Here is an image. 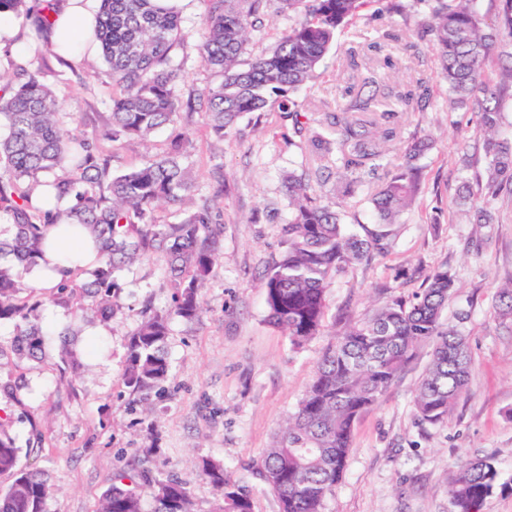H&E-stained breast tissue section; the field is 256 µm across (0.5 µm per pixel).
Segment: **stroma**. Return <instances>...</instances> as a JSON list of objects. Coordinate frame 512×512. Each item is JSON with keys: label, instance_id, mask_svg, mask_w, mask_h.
I'll return each instance as SVG.
<instances>
[{"label": "stroma", "instance_id": "obj_1", "mask_svg": "<svg viewBox=\"0 0 512 512\" xmlns=\"http://www.w3.org/2000/svg\"><path fill=\"white\" fill-rule=\"evenodd\" d=\"M392 0H372L337 34L309 81L295 98L304 104L309 126L327 130L326 113L337 111L366 78L377 80L389 111L398 115L397 132L429 136L431 148L419 159L420 191L391 225L392 247L370 264L352 265L327 291V314L359 319L383 305L387 287L410 296L422 281L415 267L447 264L453 294L444 316L464 333L470 351V378L464 394L436 424L420 423L414 398L431 360L420 346L379 403L363 413L352 436L343 479L326 512H452L448 489L458 465L492 458L500 488L482 512H512V318L497 317L492 305L498 288L512 279V198L493 203L495 224L469 223L457 204L464 181L484 167L480 115L448 103V87L428 53H417L414 27L422 12L400 14ZM182 44L173 60H184L182 96L218 83L194 51L201 38L204 0H179ZM45 80L69 99L82 122L80 131L102 132L109 124L112 87L100 56L80 64L50 61ZM427 88L428 103L410 111L402 94ZM188 133L195 147L196 193L210 195L223 185L224 233L220 256L203 290L207 312L201 322L171 323L167 346L171 378L152 391L157 420L141 411V396L124 386L129 332L145 305L169 308L173 288L161 259L135 263L121 273L124 288L114 321L92 314L81 320L79 370L63 368L61 338L51 326L50 289L35 287L45 333L37 359L0 361V418L22 449L21 462L48 475L53 492L47 512H95L114 472L149 458L153 470L178 476L191 489L197 512H212L217 495L192 467L195 458L223 462L228 478L246 487L254 512H278L279 504L256 473L280 425L292 414L331 334L293 348L268 321L264 276L284 248L289 206L288 174L310 169L324 179L327 200L337 201L348 230L374 226L372 196L401 157L390 144L377 171L348 197L336 195V159L305 153L294 145L292 123L273 115L238 122L235 138L217 141L200 116L155 131L165 144L172 131Z\"/></svg>", "mask_w": 512, "mask_h": 512}]
</instances>
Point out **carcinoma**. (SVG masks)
Instances as JSON below:
<instances>
[{"label": "carcinoma", "mask_w": 512, "mask_h": 512, "mask_svg": "<svg viewBox=\"0 0 512 512\" xmlns=\"http://www.w3.org/2000/svg\"><path fill=\"white\" fill-rule=\"evenodd\" d=\"M203 33L196 46L203 64L221 77L194 99L181 101V66L171 51L180 40V15L171 0H101L94 32L112 84L111 120L104 138L144 140L153 131L175 125L181 115L200 112L215 138L231 139L247 114L266 118L278 110L291 117L294 134L311 153L336 152L337 183L351 193L363 176L375 171L385 154L381 143L395 140L393 127L379 129L374 112L379 99L357 93L338 113L327 115L336 138L315 132L306 136L304 114L293 108L290 94L306 84L336 33L368 0H205ZM428 8L417 37L436 57L448 84V102L474 107L481 117L487 165L483 204H470L473 222L495 223L489 201L512 196V135L504 136L502 105L512 100V69L497 78L485 74L486 60L509 38L512 46V0H495L496 16L486 21L477 0H412ZM22 16L44 32L42 16L27 0H0V12ZM298 15L277 44L245 63L252 34L262 30L272 13ZM0 221L10 225L0 237V324H14L9 349L0 344V360L11 353L35 358L44 344L38 309L42 301L28 291L15 267L33 266L46 244L47 228L65 221L90 231L98 246L95 267L81 257L69 266L49 301L71 308L79 298L104 323L118 312L113 298L121 293L120 272L143 257L162 259L174 288L173 306L154 312L128 337L124 385L148 395L170 377L167 344L171 319L199 321L206 313L201 298L219 258L223 234L224 183L210 196L191 198L192 140L178 133L162 150L137 165L112 174L111 158L102 154L99 135L74 134L66 101L46 83L42 69L19 64L0 73ZM429 149L425 137L404 142L401 166L388 174L373 196L375 227L364 235L350 233L334 203L323 200L306 177H288L290 219L279 260L266 274L268 321L295 348L320 334L326 323V292L336 276L353 264L370 262L391 248L384 226L415 199L418 159ZM50 190L37 193L39 185ZM67 199L68 208L51 209L52 200ZM180 213L177 224H160V208ZM87 279L77 283L78 274ZM453 288L448 264L424 275L423 288L410 297L391 295L379 309L337 334L323 355L296 411L279 431L276 443L257 463L258 474L278 499L279 512H325L344 474L352 432L359 416L376 405L422 344L432 346V359L414 401L422 423L435 424L463 394L470 375V355L462 332L443 318ZM494 311L512 316V286L501 290ZM21 448L0 431V476L10 478L0 489V512H47L50 486L45 474L20 465ZM200 475L220 496L215 512H254L248 490L231 481L224 465L211 459L198 464ZM490 458L466 462L451 482L452 512H480L498 484ZM152 494V512H194L187 484L153 474L148 467L117 471L97 512H144L140 486Z\"/></svg>", "instance_id": "carcinoma-1"}]
</instances>
